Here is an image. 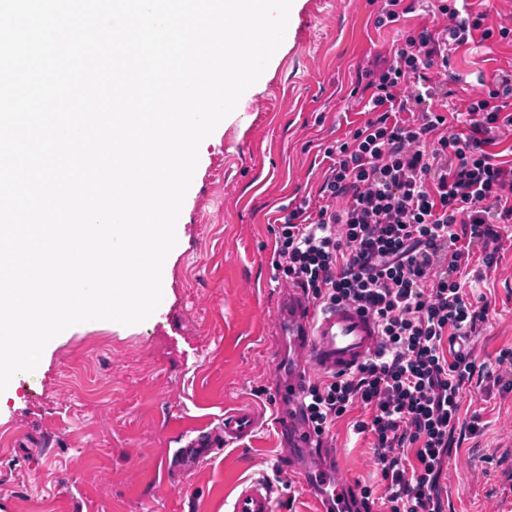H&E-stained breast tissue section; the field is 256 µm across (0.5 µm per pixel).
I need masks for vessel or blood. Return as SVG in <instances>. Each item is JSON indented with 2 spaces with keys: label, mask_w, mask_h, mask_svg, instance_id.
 Here are the masks:
<instances>
[{
  "label": "vessel or blood",
  "mask_w": 512,
  "mask_h": 512,
  "mask_svg": "<svg viewBox=\"0 0 512 512\" xmlns=\"http://www.w3.org/2000/svg\"><path fill=\"white\" fill-rule=\"evenodd\" d=\"M277 335L283 336L297 355L288 368L285 387L293 396H302L311 372L347 373L372 356L380 342L375 320L355 306L343 303L315 307L304 290L293 287L278 304ZM255 416L246 410L228 411L219 434L198 435L188 448V458L219 455L224 447L252 435ZM314 437L305 429L290 436L294 448L308 449L312 474L321 484L326 498L336 503V512H345L348 488L336 472L321 465L322 455L312 449ZM227 512H274L273 492L268 484L254 481L244 485L226 504Z\"/></svg>",
  "instance_id": "obj_1"
}]
</instances>
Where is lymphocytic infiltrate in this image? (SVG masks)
Returning <instances> with one entry per match:
<instances>
[{
	"mask_svg": "<svg viewBox=\"0 0 512 512\" xmlns=\"http://www.w3.org/2000/svg\"><path fill=\"white\" fill-rule=\"evenodd\" d=\"M435 25L409 32L365 72L368 117L327 149L318 191L289 208L275 232V265L312 301L346 303L380 329L374 357L347 375H325L295 399V413L327 443L354 408L373 438L378 487L362 486L349 512H445L448 472L465 386L477 369L469 345L490 305L460 277L474 244L487 252L512 224V161L494 147L512 132V71L449 108L450 57L470 46L512 43L489 10L433 0Z\"/></svg>",
	"mask_w": 512,
	"mask_h": 512,
	"instance_id": "1",
	"label": "lymphocytic infiltrate"
}]
</instances>
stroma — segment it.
Listing matches in <instances>:
<instances>
[{"mask_svg": "<svg viewBox=\"0 0 512 512\" xmlns=\"http://www.w3.org/2000/svg\"><path fill=\"white\" fill-rule=\"evenodd\" d=\"M400 23L375 29L376 0H293L289 38L258 90L245 95L199 148L165 263L161 309L117 326L77 324L44 353L46 385L16 387L0 403V501L9 512H225L245 480L275 488V512H323L303 461H289L271 399L279 350L272 332L287 286L272 265L283 207L315 194L322 151L365 119L357 72L393 41L430 21L431 0H411ZM464 89L512 67V46H479L450 60ZM490 317L473 338L478 362L512 349V237L495 271L470 279ZM474 377L463 404L482 430L454 449L443 482L446 512H512L505 470L512 398L488 397ZM248 409L252 436L192 468L176 467L185 431L202 414ZM337 421L336 471L349 486L375 483L371 440Z\"/></svg>", "mask_w": 512, "mask_h": 512, "instance_id": "stroma-1", "label": "stroma"}]
</instances>
